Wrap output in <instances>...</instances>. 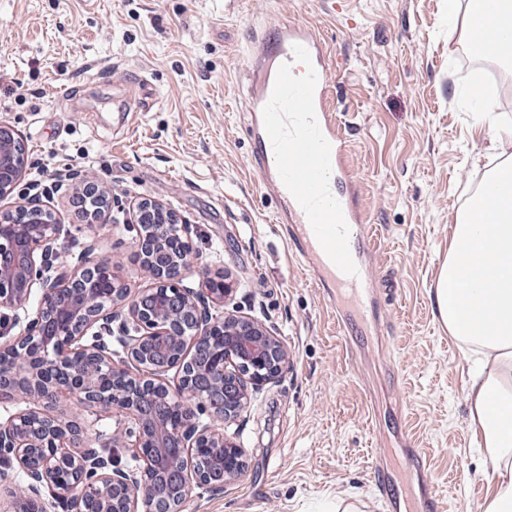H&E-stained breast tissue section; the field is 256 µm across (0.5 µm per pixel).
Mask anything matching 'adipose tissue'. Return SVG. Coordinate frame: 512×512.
<instances>
[{"instance_id":"adipose-tissue-1","label":"adipose tissue","mask_w":512,"mask_h":512,"mask_svg":"<svg viewBox=\"0 0 512 512\" xmlns=\"http://www.w3.org/2000/svg\"><path fill=\"white\" fill-rule=\"evenodd\" d=\"M447 0L448 34L470 44L471 26L486 14L503 35L490 56L512 64V0ZM494 102L479 97L476 131L502 157L449 226L448 254L431 298L437 317L472 358L468 387L471 428L493 467L480 512H512V125L499 123Z\"/></svg>"}]
</instances>
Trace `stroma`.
I'll return each mask as SVG.
<instances>
[{
    "label": "stroma",
    "mask_w": 512,
    "mask_h": 512,
    "mask_svg": "<svg viewBox=\"0 0 512 512\" xmlns=\"http://www.w3.org/2000/svg\"><path fill=\"white\" fill-rule=\"evenodd\" d=\"M303 23L329 52V110L375 241L369 329L343 324L331 284L277 221L240 102L254 35ZM448 40L444 0H0V123L39 172L43 199L73 221L74 174L122 199H160L191 225L196 261L237 285L223 310L262 321L291 362L230 426L248 467L223 492L193 489L185 512H385L376 461L423 448L446 512H479L489 466L475 453L470 365L437 320L430 289L448 226L497 158L466 92L485 72ZM124 223L82 228L139 283Z\"/></svg>",
    "instance_id": "35a3bbf8"
}]
</instances>
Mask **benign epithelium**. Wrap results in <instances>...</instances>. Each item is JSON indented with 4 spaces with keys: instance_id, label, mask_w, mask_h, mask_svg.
Here are the masks:
<instances>
[{
    "instance_id": "1",
    "label": "benign epithelium",
    "mask_w": 512,
    "mask_h": 512,
    "mask_svg": "<svg viewBox=\"0 0 512 512\" xmlns=\"http://www.w3.org/2000/svg\"><path fill=\"white\" fill-rule=\"evenodd\" d=\"M27 161L24 136L0 125V198ZM72 198L82 224L137 226L148 284L132 289L90 246L68 264L65 225L37 196L0 214V512L60 502L67 512H184L193 488L221 492L244 474L245 451L224 427L281 376L287 349L254 317L211 312L236 292L229 278L184 284L190 227L158 199L123 201L90 173L77 176ZM171 369L175 387L163 378ZM72 400L116 417L110 443L136 465L99 455L95 422L72 413Z\"/></svg>"
}]
</instances>
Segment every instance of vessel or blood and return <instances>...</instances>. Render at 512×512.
<instances>
[{
    "label": "vessel or blood",
    "mask_w": 512,
    "mask_h": 512,
    "mask_svg": "<svg viewBox=\"0 0 512 512\" xmlns=\"http://www.w3.org/2000/svg\"><path fill=\"white\" fill-rule=\"evenodd\" d=\"M245 87L248 132L267 182L282 197L300 256L336 286L337 306L363 316L372 304L369 249L353 247L363 223L350 181L345 142L327 111L326 45L309 26L282 24L255 41Z\"/></svg>",
    "instance_id": "vessel-or-blood-1"
}]
</instances>
